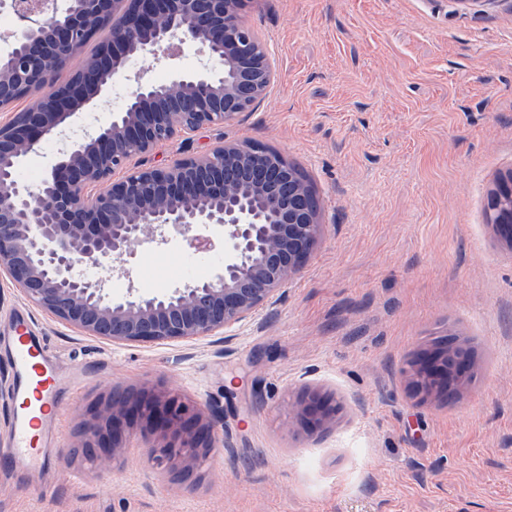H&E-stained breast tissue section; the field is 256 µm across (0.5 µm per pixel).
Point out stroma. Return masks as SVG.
Listing matches in <instances>:
<instances>
[{"label":"stroma","instance_id":"1","mask_svg":"<svg viewBox=\"0 0 512 512\" xmlns=\"http://www.w3.org/2000/svg\"><path fill=\"white\" fill-rule=\"evenodd\" d=\"M277 81L234 123L133 158L141 168L250 142L297 165L323 229L303 270L230 341L115 344L60 323L0 273V512H512V246L487 202L512 172V0H247ZM134 56L130 76L167 81L199 67ZM129 80L109 87L73 133L107 126ZM134 243L112 298L183 286L167 256ZM60 370L61 424L45 469L3 457L16 377L17 312ZM454 336L475 374L453 396L413 395L405 368ZM170 390L230 434L179 480L157 466L156 432L124 430L106 467L82 460L85 423L115 392ZM308 391L336 403L311 431Z\"/></svg>","mask_w":512,"mask_h":512}]
</instances>
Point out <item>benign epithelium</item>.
<instances>
[{
	"label": "benign epithelium",
	"instance_id": "benign-epithelium-1",
	"mask_svg": "<svg viewBox=\"0 0 512 512\" xmlns=\"http://www.w3.org/2000/svg\"><path fill=\"white\" fill-rule=\"evenodd\" d=\"M246 0H15L18 29L0 53V104L36 96L0 123V271L25 298L81 333L116 344L191 341L227 330L270 302L304 266L321 235L314 190L290 163L248 143L224 142L198 156L112 176L135 155L183 133L239 120L268 94L276 71L268 49L241 17ZM109 37L83 68L58 82L61 66L101 29ZM199 44L206 62L158 83L135 78L112 122L70 140L35 187L17 178L19 163L42 140L65 133L77 112L126 76L135 55ZM107 191L91 194L99 184ZM492 212L501 239L512 244V215ZM224 228V271L163 295L114 300L104 282L75 272L84 263L125 272L139 240L163 243L172 229L200 249L213 243L198 228ZM415 394H448L474 376L471 350L452 339L408 364ZM300 420L336 414L311 394L295 405ZM160 432L165 444L148 455L173 470L191 471L229 433L169 392L112 396L94 414L80 444L87 462L122 452L134 423Z\"/></svg>",
	"mask_w": 512,
	"mask_h": 512
}]
</instances>
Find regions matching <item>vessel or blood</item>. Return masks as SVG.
I'll use <instances>...</instances> for the list:
<instances>
[{"mask_svg": "<svg viewBox=\"0 0 512 512\" xmlns=\"http://www.w3.org/2000/svg\"><path fill=\"white\" fill-rule=\"evenodd\" d=\"M9 345L20 406L6 453L10 458L36 463L42 457L50 426L58 419L57 365L47 352L45 337L39 336L25 317L15 321Z\"/></svg>", "mask_w": 512, "mask_h": 512, "instance_id": "vessel-or-blood-1", "label": "vessel or blood"}]
</instances>
